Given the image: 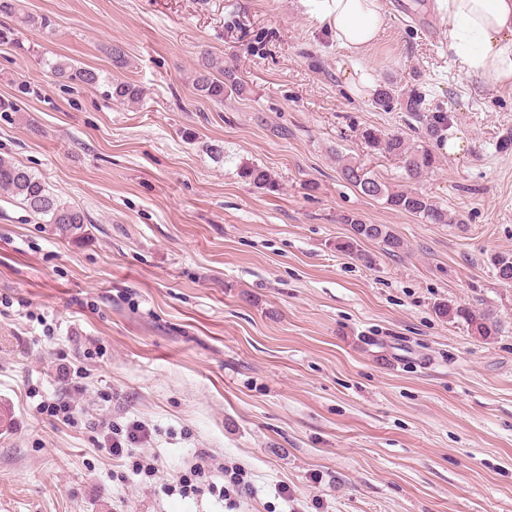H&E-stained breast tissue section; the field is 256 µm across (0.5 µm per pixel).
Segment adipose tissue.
Instances as JSON below:
<instances>
[{"label": "adipose tissue", "mask_w": 512, "mask_h": 512, "mask_svg": "<svg viewBox=\"0 0 512 512\" xmlns=\"http://www.w3.org/2000/svg\"><path fill=\"white\" fill-rule=\"evenodd\" d=\"M307 14L337 46L367 49L383 23L379 0H303ZM448 20V49L465 75L490 87H512V0H438Z\"/></svg>", "instance_id": "ef3b65f1"}]
</instances>
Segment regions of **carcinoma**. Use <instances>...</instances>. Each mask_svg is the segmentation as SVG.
<instances>
[{
	"label": "carcinoma",
	"mask_w": 512,
	"mask_h": 512,
	"mask_svg": "<svg viewBox=\"0 0 512 512\" xmlns=\"http://www.w3.org/2000/svg\"><path fill=\"white\" fill-rule=\"evenodd\" d=\"M41 32L55 31L52 21L44 15L19 14V0H0V45H11L24 52L28 51L20 37L15 22ZM50 74L66 87H95L102 81L101 73L94 69L77 67L68 61L57 59L48 63ZM192 86L195 94L214 103L224 102V97L239 94L243 83L235 68L224 64L209 55L201 57L200 70L193 75ZM110 96L121 104H137L143 96L141 86L116 81L110 84ZM374 107L387 110L399 104L409 112L413 129L420 134L419 143L412 144L400 135L381 134L378 130L366 128L361 137L372 149L388 155L401 163L408 179L418 181L433 171L436 158L426 142L438 141L448 130L449 115L442 111L426 108L425 95L421 92L405 97L393 89V85L382 86L373 99ZM342 178L357 188L362 194L385 200L394 210L422 217L432 224H448L446 210L435 203L431 196L416 189L394 190L383 183L365 164L337 157ZM240 177L257 189L270 190L276 187L275 178L264 166L245 163L239 166ZM0 194L6 195L23 205L29 213L45 224L80 228L86 223V216L80 210L62 201L49 190L46 182L26 167L0 157ZM350 227L349 236L336 243V249L365 260L360 244L368 241L382 247L389 255H397L405 250L404 242L387 224H365L352 216L343 217ZM496 277L503 283H512V253H499L492 258ZM443 318L462 319L472 334L483 339L496 336L500 330V320L492 309L481 311L469 308L438 306Z\"/></svg>",
	"instance_id": "obj_1"
}]
</instances>
